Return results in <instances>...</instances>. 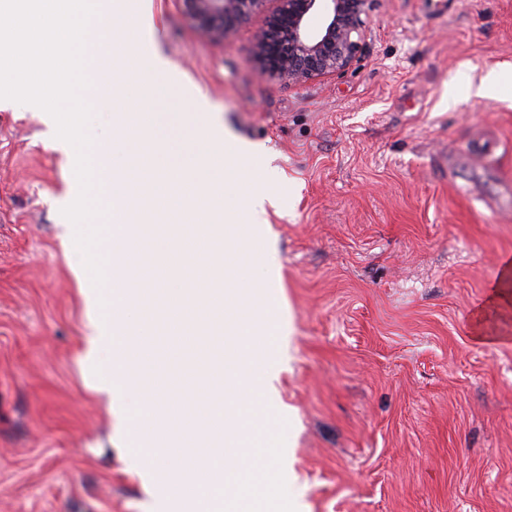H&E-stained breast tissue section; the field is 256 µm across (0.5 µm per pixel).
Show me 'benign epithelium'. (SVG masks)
<instances>
[{"mask_svg":"<svg viewBox=\"0 0 512 512\" xmlns=\"http://www.w3.org/2000/svg\"><path fill=\"white\" fill-rule=\"evenodd\" d=\"M205 40L222 41L240 21L263 22L253 34L255 66L273 79L301 85L347 71L364 45L374 0H181Z\"/></svg>","mask_w":512,"mask_h":512,"instance_id":"1","label":"benign epithelium"}]
</instances>
